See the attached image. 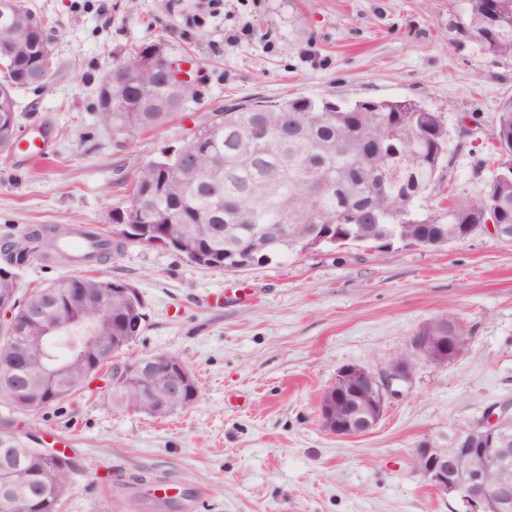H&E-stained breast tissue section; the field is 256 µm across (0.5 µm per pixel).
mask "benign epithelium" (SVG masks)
<instances>
[{
	"label": "benign epithelium",
	"mask_w": 512,
	"mask_h": 512,
	"mask_svg": "<svg viewBox=\"0 0 512 512\" xmlns=\"http://www.w3.org/2000/svg\"><path fill=\"white\" fill-rule=\"evenodd\" d=\"M169 70L175 73L177 87L193 89L186 64L174 61ZM500 154V174L487 182L484 193L487 198L498 192L499 183L508 179L512 172V151L504 147ZM464 339L458 322H450L449 332L435 337L434 342L426 346V359L433 363L442 362L448 349ZM412 369L413 365L407 361H397L375 371L352 365L342 367L328 387L327 398L320 403L322 420L336 435L356 436L369 432L383 417L391 398L400 394L399 387L412 383ZM68 374L66 366L54 364L38 374L37 381L48 395L63 397L67 394L64 379ZM185 388H194L191 373L178 366L176 374L168 378L163 397L179 399ZM350 391H357L364 397L369 406L368 413L362 416L349 414L343 421L331 422V402L347 405L346 394ZM511 420L512 403L490 407L481 418L472 422V432L482 440L477 448H470L459 440L450 450L431 443L428 438L421 441L414 450L415 457L421 461L417 473L438 494L456 499L462 512H512V473L502 466V462L512 458V445L503 433ZM491 472L497 475L493 482L488 480Z\"/></svg>",
	"instance_id": "obj_1"
}]
</instances>
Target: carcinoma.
<instances>
[{
  "label": "carcinoma",
  "instance_id": "cac0c4a2",
  "mask_svg": "<svg viewBox=\"0 0 512 512\" xmlns=\"http://www.w3.org/2000/svg\"><path fill=\"white\" fill-rule=\"evenodd\" d=\"M456 28L463 29L492 58L512 57V0H463ZM34 12L24 0L0 13V84L26 85L30 72L45 55V30L32 33L26 20ZM165 45L139 46L115 60L111 84L112 111L100 113L112 136L129 139L141 130L165 125L189 97L173 89L159 59ZM18 126L14 96L0 93V150L15 151ZM200 131L163 148L144 163L135 176L127 205L112 209V233L104 234L110 248L92 256L106 260L112 251L135 240L124 236L118 213L137 209L146 221L136 236L139 244L153 240L176 242L175 251L191 264L209 270L240 272L262 267L290 255L309 252V237L337 231L345 245L372 248L394 241L424 248L463 242L481 232V212L499 211L503 225L499 241L512 244V177L500 182L498 197L474 203H455L444 194L451 166L448 124L440 112L412 99H360L339 103L309 97L230 105L199 124ZM499 133L512 140V100L499 107ZM448 201L440 212L422 217L415 202L430 194ZM268 224L288 225V239L262 242ZM52 226L6 243V266L16 267L33 252L56 254ZM112 278L71 276L21 298L14 279L0 278V300L16 306L12 348L0 344V379H10L22 402L19 411H38L63 403L47 399L26 382L27 374L48 363L63 362L78 376L98 369L79 348L96 337L112 336V356L131 344L116 324L120 318L145 328L144 303L125 299L110 289ZM83 293L104 297L112 316L97 317L87 307L86 322L69 314L63 321L71 337L67 353L54 345L31 343L46 335L50 322L40 311L52 303L64 305ZM180 363L176 355L151 354L138 359L142 379L124 380L110 391L112 406L125 409L141 404V380L156 392L165 388L159 369L165 362ZM192 393L172 402H154L141 412L165 418L189 407ZM18 469L22 481L10 494L25 499L26 512H60L75 459L66 454L49 457L25 438L0 433V467Z\"/></svg>",
  "mask_w": 512,
  "mask_h": 512
}]
</instances>
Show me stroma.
I'll list each match as a JSON object with an SVG mask.
<instances>
[{"instance_id":"1","label":"stroma","mask_w":512,"mask_h":512,"mask_svg":"<svg viewBox=\"0 0 512 512\" xmlns=\"http://www.w3.org/2000/svg\"><path fill=\"white\" fill-rule=\"evenodd\" d=\"M26 4L49 23L55 69L16 90L18 130H48L50 152L0 154V240L32 226L111 230L140 165L224 104L255 99H414L448 121L452 199L478 201L492 176L512 58L458 40L462 0H224L217 13L207 0ZM155 42L188 60L195 98L116 146L99 88L114 59ZM99 270L145 305L125 359L179 356L201 393L165 420L112 408L103 376L60 411L20 412L0 397V428L44 448L69 439L81 468L63 512H456L416 472V444L512 402V245L487 233L227 273L129 243ZM442 315L469 336L456 358L417 359L371 433L322 427L321 396L340 368L378 369Z\"/></svg>"}]
</instances>
